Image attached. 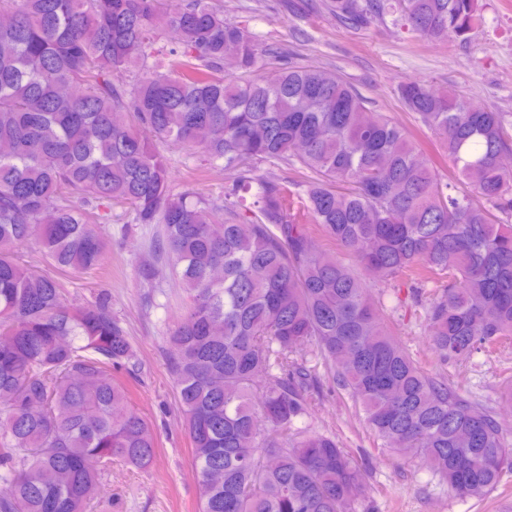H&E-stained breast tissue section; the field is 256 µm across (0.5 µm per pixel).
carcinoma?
Masks as SVG:
<instances>
[{
  "label": "carcinoma",
  "mask_w": 512,
  "mask_h": 512,
  "mask_svg": "<svg viewBox=\"0 0 512 512\" xmlns=\"http://www.w3.org/2000/svg\"><path fill=\"white\" fill-rule=\"evenodd\" d=\"M354 28L397 15L464 40L477 0H331ZM0 512H88L117 461L147 469L156 434L112 370L135 355L111 301L70 299L62 276L98 268L103 208L159 224L187 296L171 331L175 397L200 512H352L363 474L306 422L321 388L306 344L364 428L464 498L499 483L512 450L472 396L421 366L373 299L379 282L430 283L429 345L445 360L512 340V120L452 89L406 80L402 105L457 172L442 181L409 132L340 76L270 66L215 0H0ZM170 30L174 45L157 46ZM234 67L224 74L225 46ZM222 162L224 205L173 193L158 145ZM304 170L292 191L249 159ZM299 199L352 260L308 247ZM233 218L224 219V211ZM35 242L60 276L19 250ZM223 268L219 281L212 271Z\"/></svg>",
  "instance_id": "obj_1"
}]
</instances>
